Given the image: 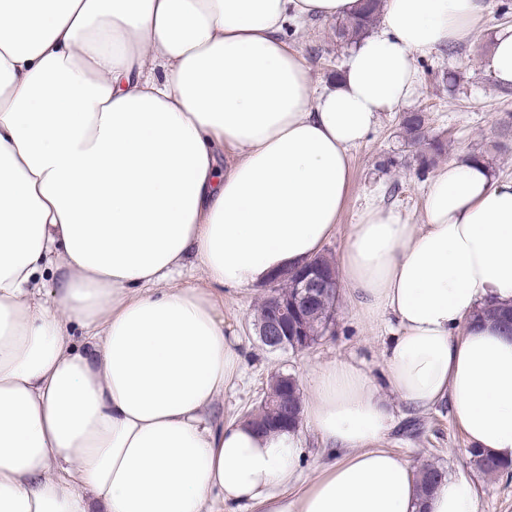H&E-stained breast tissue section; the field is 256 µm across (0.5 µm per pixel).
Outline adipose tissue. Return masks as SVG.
<instances>
[{"mask_svg":"<svg viewBox=\"0 0 512 512\" xmlns=\"http://www.w3.org/2000/svg\"><path fill=\"white\" fill-rule=\"evenodd\" d=\"M359 3L0 0V512H478L463 479L421 495L384 443L388 396L444 401L470 445L512 461V335L474 319L512 303V180L484 161L433 173L424 223L372 204L351 225L340 283L396 331L382 381L347 360L308 374L315 476L303 429L216 416L245 372L224 289L320 254L352 148L413 96L416 58L485 13L385 0L316 90L286 32Z\"/></svg>","mask_w":512,"mask_h":512,"instance_id":"adipose-tissue-1","label":"adipose tissue"}]
</instances>
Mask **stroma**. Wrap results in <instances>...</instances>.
<instances>
[{"label":"stroma","instance_id":"obj_1","mask_svg":"<svg viewBox=\"0 0 512 512\" xmlns=\"http://www.w3.org/2000/svg\"><path fill=\"white\" fill-rule=\"evenodd\" d=\"M502 2L486 0L484 18L466 42L418 57L419 83L413 98L399 111L381 113L375 127L353 148L348 198L325 254L340 257L350 225L372 202L398 210L411 223H423L427 175L419 171L416 150L405 140L404 114L428 115L429 136L447 145L444 161L478 154L494 175L512 177V87L499 86L486 69L493 35L506 25L499 15ZM291 38L319 84L332 81L351 51L337 37L332 20L311 21ZM260 296V290L253 288L224 291L221 313L242 342L247 367L243 383L224 393L220 408L225 419L240 418L255 409L271 376L281 371L303 381L319 365L349 359L371 375H379L388 332L382 325L367 326L347 297L339 299L333 334L303 351L271 352L261 345L253 327L254 305ZM392 408L395 428L386 440L389 449L411 466L433 462L447 476L470 481L478 493L479 512H512V472L489 478L471 464L469 443L447 406L417 414L396 400Z\"/></svg>","mask_w":512,"mask_h":512}]
</instances>
